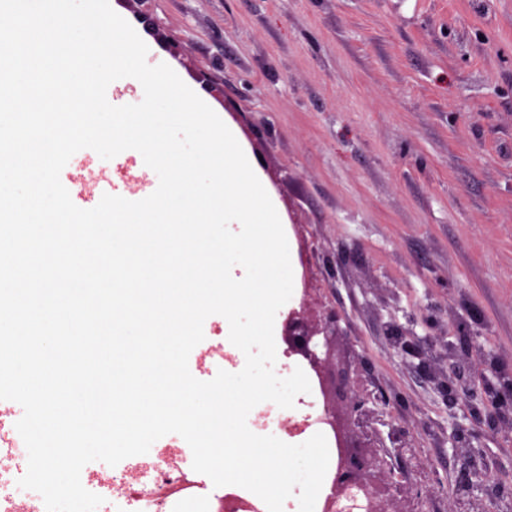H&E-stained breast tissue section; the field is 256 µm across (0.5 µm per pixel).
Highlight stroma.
<instances>
[{"label":"stroma","instance_id":"obj_1","mask_svg":"<svg viewBox=\"0 0 512 512\" xmlns=\"http://www.w3.org/2000/svg\"><path fill=\"white\" fill-rule=\"evenodd\" d=\"M154 54L225 115L272 188L293 254L294 301L333 308L397 401L419 479L434 496L470 492L449 440L470 434L512 512V428L477 426L407 367L383 324L432 315L444 341L470 328L494 367L462 384L482 403L512 379V0H110ZM133 157L77 153L118 196L150 193ZM188 366L208 381L212 329Z\"/></svg>","mask_w":512,"mask_h":512}]
</instances>
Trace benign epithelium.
Instances as JSON below:
<instances>
[{"mask_svg":"<svg viewBox=\"0 0 512 512\" xmlns=\"http://www.w3.org/2000/svg\"><path fill=\"white\" fill-rule=\"evenodd\" d=\"M339 322L338 313L317 309L306 293L299 308L289 311L284 333L288 355L299 357L318 379L323 418L339 448L323 512H418L427 487L394 479L392 450L409 444L401 431L385 420L391 396L382 387L368 388L363 360L344 342ZM384 330L391 347L404 358L418 360L413 365L415 372L447 392L452 401L459 400L460 392L452 361L463 358L477 375L487 363L476 343L459 349L448 341L443 358L431 360L426 355V341L414 329L391 321ZM511 398L512 384L508 382L489 407L482 410L469 404L471 414H487V427L495 430L497 423L505 420L500 414L501 403ZM471 453L472 449L465 446L459 455L465 483L484 492L494 484L495 477L488 468L471 466Z\"/></svg>","mask_w":512,"mask_h":512,"instance_id":"benign-epithelium-1","label":"benign epithelium"}]
</instances>
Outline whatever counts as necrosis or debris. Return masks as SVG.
Returning <instances> with one entry per match:
<instances>
[{
  "label": "necrosis or debris",
  "instance_id": "obj_1",
  "mask_svg": "<svg viewBox=\"0 0 512 512\" xmlns=\"http://www.w3.org/2000/svg\"><path fill=\"white\" fill-rule=\"evenodd\" d=\"M23 445L15 427L0 432V512H46L41 495L9 475ZM185 458V448L169 445L129 457L116 470L82 472L81 483L102 493L112 512H236L237 495L205 492Z\"/></svg>",
  "mask_w": 512,
  "mask_h": 512
}]
</instances>
